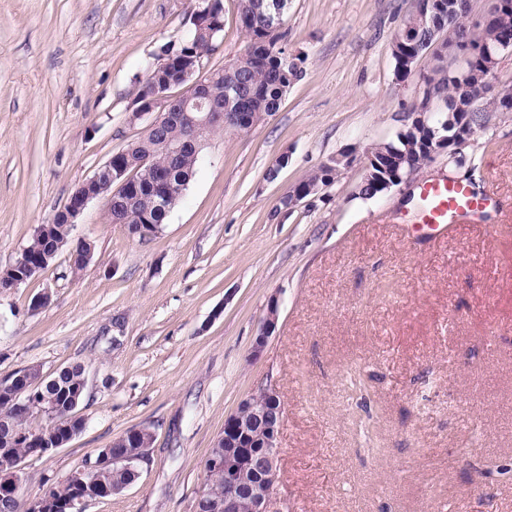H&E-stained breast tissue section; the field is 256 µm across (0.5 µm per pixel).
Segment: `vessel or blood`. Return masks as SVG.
<instances>
[{
	"mask_svg": "<svg viewBox=\"0 0 512 512\" xmlns=\"http://www.w3.org/2000/svg\"><path fill=\"white\" fill-rule=\"evenodd\" d=\"M420 197L424 203L422 222L436 225L443 235L456 221L481 214L487 203L467 186L444 180L423 183Z\"/></svg>",
	"mask_w": 512,
	"mask_h": 512,
	"instance_id": "vessel-or-blood-1",
	"label": "vessel or blood"
}]
</instances>
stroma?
<instances>
[{"label":"stroma","mask_w":512,"mask_h":512,"mask_svg":"<svg viewBox=\"0 0 512 512\" xmlns=\"http://www.w3.org/2000/svg\"><path fill=\"white\" fill-rule=\"evenodd\" d=\"M415 0H288L279 48L303 60L277 112L210 136L205 162L155 236L89 202L67 253L0 294V379L84 366L83 432L25 462V499L128 429L152 460L84 512H192L224 419L257 386L285 407L271 512H512V112L439 154L416 183L471 175L498 203L442 236L407 187L356 197L363 161L320 197L280 200L328 156L391 138L424 87L398 82L392 41ZM194 0H0V269L113 153L140 137L136 79L191 28ZM237 0L208 69L240 56ZM288 162L276 179L269 168ZM45 307L33 308L40 293ZM277 328L253 340L270 296Z\"/></svg>","instance_id":"35a3bbf8"}]
</instances>
